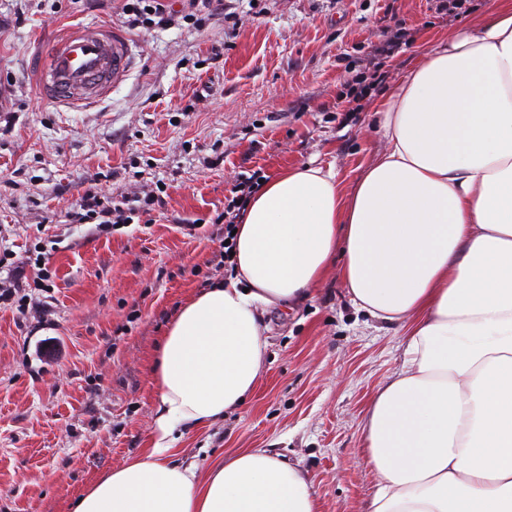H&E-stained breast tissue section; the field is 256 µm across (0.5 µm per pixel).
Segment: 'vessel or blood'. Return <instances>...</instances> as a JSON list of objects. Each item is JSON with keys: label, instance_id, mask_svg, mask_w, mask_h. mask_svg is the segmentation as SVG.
Here are the masks:
<instances>
[{"label": "vessel or blood", "instance_id": "vessel-or-blood-1", "mask_svg": "<svg viewBox=\"0 0 512 512\" xmlns=\"http://www.w3.org/2000/svg\"><path fill=\"white\" fill-rule=\"evenodd\" d=\"M131 55L130 36L115 27L73 29L40 54L39 94L73 110L99 102L125 80Z\"/></svg>", "mask_w": 512, "mask_h": 512}]
</instances>
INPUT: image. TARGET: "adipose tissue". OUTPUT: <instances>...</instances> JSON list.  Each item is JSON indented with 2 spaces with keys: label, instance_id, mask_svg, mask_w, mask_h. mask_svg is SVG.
I'll use <instances>...</instances> for the list:
<instances>
[{
  "label": "adipose tissue",
  "instance_id": "adipose-tissue-1",
  "mask_svg": "<svg viewBox=\"0 0 512 512\" xmlns=\"http://www.w3.org/2000/svg\"><path fill=\"white\" fill-rule=\"evenodd\" d=\"M376 110L387 146L352 191L305 164L251 198L234 277L167 329L150 447L73 512H319L307 473L267 449L201 475L170 463V437L246 403L264 310L303 299L338 255L354 306L409 323L362 418L378 478L364 512H512V0L422 54Z\"/></svg>",
  "mask_w": 512,
  "mask_h": 512
}]
</instances>
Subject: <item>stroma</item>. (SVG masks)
Listing matches in <instances>:
<instances>
[{
	"mask_svg": "<svg viewBox=\"0 0 512 512\" xmlns=\"http://www.w3.org/2000/svg\"><path fill=\"white\" fill-rule=\"evenodd\" d=\"M211 0L202 28H129L135 63L98 105L43 101L30 58L75 27L117 24L121 0H0V254L42 257L41 315L0 307V512L70 503L146 447L158 394L151 366L178 308L207 281L213 218L239 175L332 167L351 189L386 147L371 106L415 57L476 22L492 0ZM383 82L345 98L380 42ZM162 192L148 224H72L85 190ZM266 370L249 402L174 432L199 469L264 448L311 477L319 512H362L377 488L361 418L403 362L404 329L352 306L339 268L310 300L268 309ZM53 339L52 357L36 355Z\"/></svg>",
	"mask_w": 512,
	"mask_h": 512,
	"instance_id": "stroma-1",
	"label": "stroma"
}]
</instances>
